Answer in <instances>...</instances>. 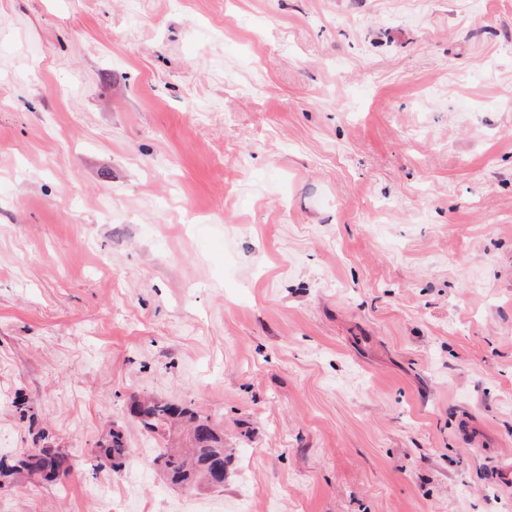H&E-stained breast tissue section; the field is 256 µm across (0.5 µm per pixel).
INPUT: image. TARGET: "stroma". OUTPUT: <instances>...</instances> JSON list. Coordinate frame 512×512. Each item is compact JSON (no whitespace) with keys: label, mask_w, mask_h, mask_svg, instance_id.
I'll return each instance as SVG.
<instances>
[{"label":"stroma","mask_w":512,"mask_h":512,"mask_svg":"<svg viewBox=\"0 0 512 512\" xmlns=\"http://www.w3.org/2000/svg\"><path fill=\"white\" fill-rule=\"evenodd\" d=\"M39 428L69 474L0 512H512V0H0V451ZM130 414L139 418L144 426L164 441L175 428L188 430L189 444L185 448L172 450L169 444L161 448L158 456L164 475L175 483L210 484L217 470L228 464L224 448V430L207 419L197 417L188 408L162 398H148L132 402ZM97 466L109 465L113 470L124 466L127 460V446L125 436L119 427H112L109 434L99 445Z\"/></svg>","instance_id":"1"}]
</instances>
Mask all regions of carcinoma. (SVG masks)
Wrapping results in <instances>:
<instances>
[{"instance_id": "cac0c4a2", "label": "carcinoma", "mask_w": 512, "mask_h": 512, "mask_svg": "<svg viewBox=\"0 0 512 512\" xmlns=\"http://www.w3.org/2000/svg\"><path fill=\"white\" fill-rule=\"evenodd\" d=\"M130 414L139 418L144 426L162 439L173 429L188 430V446L176 450L166 446L158 456L164 475L175 483L210 482V477L228 464L224 448V431L197 417L188 408L162 398H148L133 402ZM125 436L118 427L99 445L98 465L116 470L127 460ZM68 470V455L55 448L42 446L18 456H0V486L11 484L23 477H36L53 482Z\"/></svg>"}]
</instances>
